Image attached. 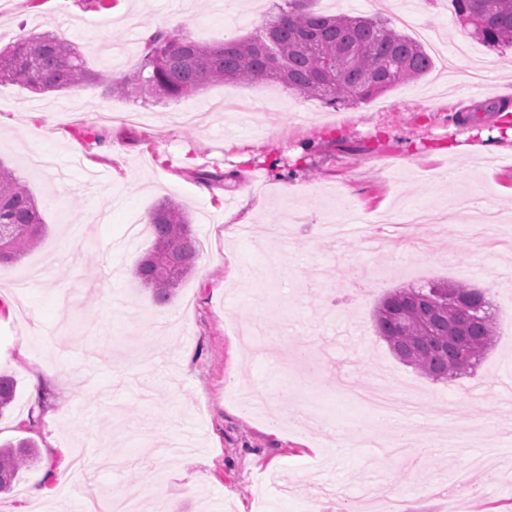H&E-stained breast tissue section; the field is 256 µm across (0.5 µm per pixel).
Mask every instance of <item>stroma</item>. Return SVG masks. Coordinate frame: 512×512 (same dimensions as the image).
Returning <instances> with one entry per match:
<instances>
[{
  "label": "stroma",
  "mask_w": 512,
  "mask_h": 512,
  "mask_svg": "<svg viewBox=\"0 0 512 512\" xmlns=\"http://www.w3.org/2000/svg\"><path fill=\"white\" fill-rule=\"evenodd\" d=\"M274 0H0V49L32 32L66 31L87 68L112 73L104 47L138 66L150 34L202 43L254 34ZM420 23L448 46L470 42L489 84L463 101L432 76L355 107L332 109L275 84L226 83L170 102L110 93L106 83L35 93L0 84V161L35 196L48 232L0 265V373L17 381L0 441L29 438L40 459L20 471L0 512H84L89 495L156 496L162 512H512V253L489 257L444 225L420 254L417 224L374 253L315 234L355 217L365 231L420 202L447 206L449 173L512 210V68L454 17L451 0H419ZM138 112L137 123L97 120ZM462 141L461 150L441 148ZM48 150L54 166L30 158ZM298 186L286 194L283 184ZM182 204L206 243L168 304L135 276L150 234L130 216ZM303 218L274 245L267 225ZM68 245L37 281L31 270ZM466 282L485 290L498 332L474 372L434 381L398 361L374 327L398 288ZM396 379L422 395L396 433L346 401L344 384ZM466 447L448 445V428ZM498 453L468 468L467 459ZM466 467V466H465Z\"/></svg>",
  "instance_id": "35a3bbf8"
}]
</instances>
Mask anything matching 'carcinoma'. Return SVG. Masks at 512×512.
Masks as SVG:
<instances>
[{"instance_id": "cac0c4a2", "label": "carcinoma", "mask_w": 512, "mask_h": 512, "mask_svg": "<svg viewBox=\"0 0 512 512\" xmlns=\"http://www.w3.org/2000/svg\"><path fill=\"white\" fill-rule=\"evenodd\" d=\"M315 0H281L254 34L221 43H200L164 30L149 38L138 67L112 76L121 94L175 99L212 84L275 82L325 105L366 103L394 85L433 69L424 47L398 31L390 18L324 14ZM458 22L490 50H512V0H452ZM91 79L70 40L53 33L24 36L0 50V82L34 92L61 91ZM153 241L136 276L159 304L169 301L197 260L198 240L186 212L165 201L148 214ZM47 225L34 195L0 163V264L16 261L39 244ZM182 250V276L159 273L173 249ZM486 293L464 282L399 288L386 295L374 317L377 334L402 362L433 381L475 367L496 336ZM17 382L0 375V416L14 401ZM28 439L0 446V493L11 490L20 468L37 459Z\"/></svg>"}]
</instances>
